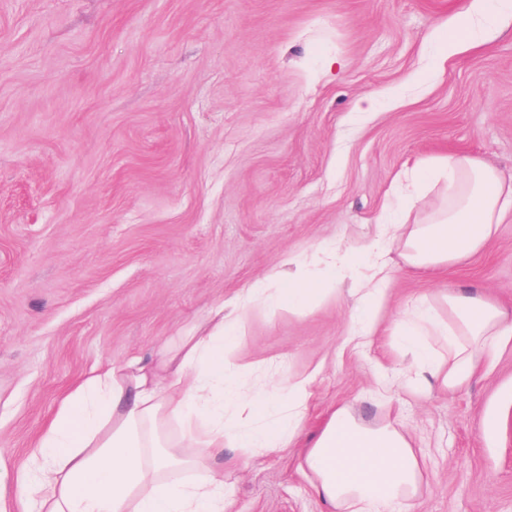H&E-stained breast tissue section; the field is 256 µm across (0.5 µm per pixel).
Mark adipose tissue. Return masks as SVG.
Masks as SVG:
<instances>
[{"mask_svg": "<svg viewBox=\"0 0 512 512\" xmlns=\"http://www.w3.org/2000/svg\"><path fill=\"white\" fill-rule=\"evenodd\" d=\"M512 0H469L456 16L459 34L439 37L437 54L450 58L487 41ZM414 181L434 187L423 197L387 199L385 219L366 246L321 252L324 278L272 272L237 299L150 358L99 366L65 398L43 429L17 488L38 512H225L224 472L208 458L238 451L248 462L257 449L300 446V467L332 512H395L416 498L424 475L413 443L392 425H371L350 407L329 412L303 441L309 380L288 381L286 400H258L239 379L237 345L251 312L299 310L335 295L346 269L370 274L351 288L356 346L373 336L385 298L388 256L398 250L412 269L435 275L481 251L512 212V176L467 153L425 158ZM422 218L410 222L413 209ZM399 351L408 356L409 388L452 393L491 358L512 316L488 298L466 292L442 302L423 298L399 314ZM443 340L432 349L428 337ZM194 448L196 459L172 456Z\"/></svg>", "mask_w": 512, "mask_h": 512, "instance_id": "ef3b65f1", "label": "adipose tissue"}]
</instances>
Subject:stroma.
Returning <instances> with one entry per match:
<instances>
[{
    "label": "stroma",
    "mask_w": 512,
    "mask_h": 512,
    "mask_svg": "<svg viewBox=\"0 0 512 512\" xmlns=\"http://www.w3.org/2000/svg\"><path fill=\"white\" fill-rule=\"evenodd\" d=\"M462 0H0V512L60 402L95 367L149 356L287 258L370 242L399 172L468 152L512 174V29L438 60ZM366 96L374 112L355 111ZM371 343L348 291L255 313L245 381L311 379L332 407L413 439L428 481L403 512H512V335L452 394L381 386L408 363L393 323L439 293L512 315V213L433 277L391 253ZM229 512H328L295 448L240 466Z\"/></svg>",
    "instance_id": "obj_1"
}]
</instances>
